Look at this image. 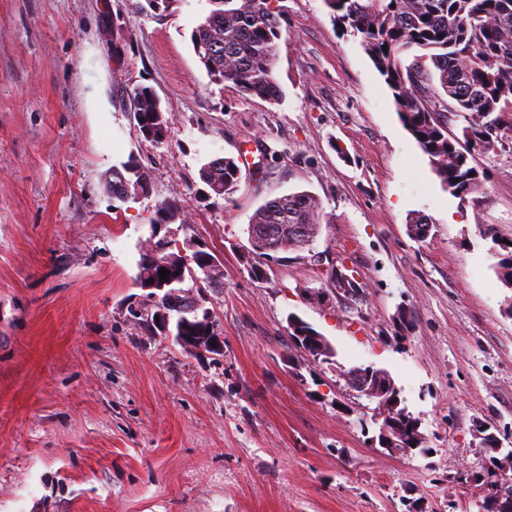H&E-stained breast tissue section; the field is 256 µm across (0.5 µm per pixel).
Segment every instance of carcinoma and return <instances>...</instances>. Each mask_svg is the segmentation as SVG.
Returning <instances> with one entry per match:
<instances>
[{"label": "carcinoma", "instance_id": "1", "mask_svg": "<svg viewBox=\"0 0 512 512\" xmlns=\"http://www.w3.org/2000/svg\"><path fill=\"white\" fill-rule=\"evenodd\" d=\"M213 5L191 32L195 56L210 81L230 82L245 96L270 103L283 98L273 72L280 36V12L273 0H209ZM333 21L361 37V45L392 92L399 118L429 157L444 190L466 199L482 190L479 172L468 156L495 151L501 135L512 131V0H326ZM388 51H383V46ZM130 118L141 136L146 128H166L168 118L156 94L140 87L129 97ZM464 121L461 136L448 133L449 117ZM140 165L129 160L112 170V199L126 202L125 184L137 180ZM235 159L210 161L199 171L200 180L217 198L229 195L239 178ZM182 205L169 200L157 209L155 223L181 218ZM250 224L266 226L270 233L251 241L252 252L268 256L310 244L321 225L318 199L308 191L273 198L261 205ZM308 228V240L298 239L294 227ZM484 236L506 253L496 264L498 279L512 288V250L501 243L493 227L483 226ZM158 257L173 258L185 266V277L201 267L195 257L159 245ZM150 254H143L137 274L142 288L158 274ZM163 305L175 316L177 336H190L207 344L214 335L213 322L183 310L179 297L158 293L152 306ZM318 331L297 315L288 317V335H316ZM416 418L402 421L397 430L422 446Z\"/></svg>", "mask_w": 512, "mask_h": 512}]
</instances>
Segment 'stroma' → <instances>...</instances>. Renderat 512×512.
Masks as SVG:
<instances>
[{
  "mask_svg": "<svg viewBox=\"0 0 512 512\" xmlns=\"http://www.w3.org/2000/svg\"><path fill=\"white\" fill-rule=\"evenodd\" d=\"M274 4L279 104L209 81L190 42L209 0H0V512H405L406 497L483 512L467 475L488 458L479 426L512 436V288L479 227L512 242V133L470 157L477 200L450 195L325 0ZM138 87L169 118L164 143L130 119ZM244 153L230 200L209 196L201 165ZM131 157L150 190L116 209L104 179ZM301 190L319 234L258 258L251 217ZM172 199L183 220L153 225ZM162 240L222 265L219 287L195 291L219 358L129 315ZM334 266L359 294L336 292ZM292 313L335 364L295 348ZM354 366L390 372L423 447H379L375 402L342 376Z\"/></svg>",
  "mask_w": 512,
  "mask_h": 512,
  "instance_id": "obj_1",
  "label": "stroma"
}]
</instances>
